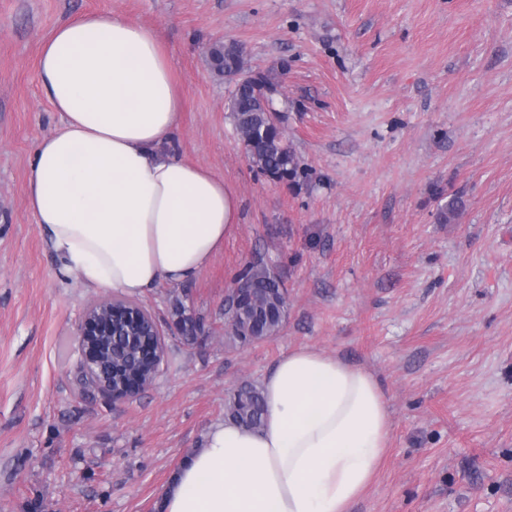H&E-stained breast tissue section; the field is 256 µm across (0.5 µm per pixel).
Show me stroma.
I'll use <instances>...</instances> for the list:
<instances>
[{
  "mask_svg": "<svg viewBox=\"0 0 512 512\" xmlns=\"http://www.w3.org/2000/svg\"><path fill=\"white\" fill-rule=\"evenodd\" d=\"M103 10L161 31L184 95L172 150L239 202L195 280L139 297L166 352L118 403L76 381V324L108 291L59 275L26 199L60 122L42 41ZM218 40L276 85L295 182L247 160L208 59ZM257 260L286 321L236 347L224 298ZM178 302L211 339L182 340ZM302 346L389 396V448L350 512H512V0H0V512H157L229 392Z\"/></svg>",
  "mask_w": 512,
  "mask_h": 512,
  "instance_id": "35a3bbf8",
  "label": "stroma"
}]
</instances>
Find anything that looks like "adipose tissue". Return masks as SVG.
<instances>
[{
  "mask_svg": "<svg viewBox=\"0 0 512 512\" xmlns=\"http://www.w3.org/2000/svg\"><path fill=\"white\" fill-rule=\"evenodd\" d=\"M38 69L60 122L36 146L27 206L60 273L125 296L196 279L238 200L169 148L183 97L159 31L87 14L44 40ZM262 386L263 426L213 425L163 487L161 512H349L363 495L392 428L378 378L299 347Z\"/></svg>",
  "mask_w": 512,
  "mask_h": 512,
  "instance_id": "obj_1",
  "label": "adipose tissue"
}]
</instances>
